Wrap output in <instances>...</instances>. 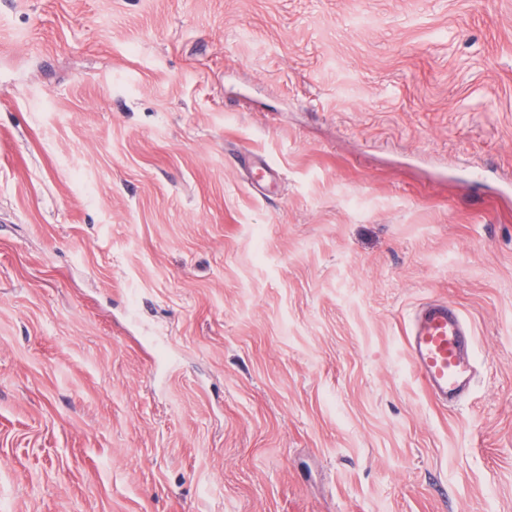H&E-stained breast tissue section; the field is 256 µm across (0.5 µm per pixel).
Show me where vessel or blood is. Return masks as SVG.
Instances as JSON below:
<instances>
[{
	"label": "vessel or blood",
	"instance_id": "b4317fda",
	"mask_svg": "<svg viewBox=\"0 0 512 512\" xmlns=\"http://www.w3.org/2000/svg\"><path fill=\"white\" fill-rule=\"evenodd\" d=\"M406 345L413 371L438 405H452L468 394L475 374V333L452 302L424 303L409 323Z\"/></svg>",
	"mask_w": 512,
	"mask_h": 512
}]
</instances>
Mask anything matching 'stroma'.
I'll use <instances>...</instances> for the list:
<instances>
[{
  "instance_id": "stroma-1",
  "label": "stroma",
  "mask_w": 512,
  "mask_h": 512,
  "mask_svg": "<svg viewBox=\"0 0 512 512\" xmlns=\"http://www.w3.org/2000/svg\"><path fill=\"white\" fill-rule=\"evenodd\" d=\"M507 174L512 0H0V512H512ZM406 335L410 365L433 401L448 407L469 393L475 333L459 308L445 298L427 301Z\"/></svg>"
}]
</instances>
